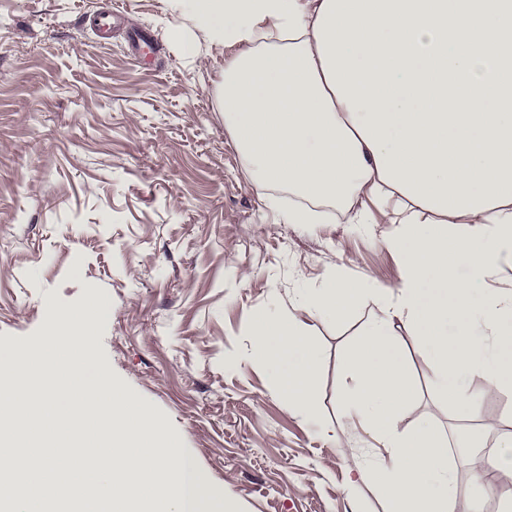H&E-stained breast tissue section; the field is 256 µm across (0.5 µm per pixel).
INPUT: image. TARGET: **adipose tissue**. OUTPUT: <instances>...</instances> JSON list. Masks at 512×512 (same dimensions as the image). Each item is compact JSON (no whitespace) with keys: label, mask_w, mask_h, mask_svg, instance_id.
<instances>
[{"label":"adipose tissue","mask_w":512,"mask_h":512,"mask_svg":"<svg viewBox=\"0 0 512 512\" xmlns=\"http://www.w3.org/2000/svg\"><path fill=\"white\" fill-rule=\"evenodd\" d=\"M181 51L232 48L218 89L224 124L253 184L283 223L389 224L398 288L328 277L256 316L255 363L272 366L290 409L319 419V348L304 315L372 308L344 355L338 429L381 445L354 462L387 512H484L512 495L473 472L459 492L448 440L432 423L400 430L418 395L397 347L409 330L442 398L477 416L512 397V0H171ZM291 204L281 206L279 191ZM479 375L481 386L469 379Z\"/></svg>","instance_id":"adipose-tissue-1"}]
</instances>
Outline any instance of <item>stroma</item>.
<instances>
[{"mask_svg": "<svg viewBox=\"0 0 512 512\" xmlns=\"http://www.w3.org/2000/svg\"><path fill=\"white\" fill-rule=\"evenodd\" d=\"M106 2L0 0V352L41 356L55 308L104 296L112 314L89 374L120 384L177 440L206 475L213 512H385L349 481L374 440L332 431L359 321L307 319L322 353L318 423L254 363L251 327L328 275L397 287L391 225L279 223L219 109L231 49L182 56L169 0H119L128 22L99 43L85 17ZM133 28L153 33L152 53L131 56ZM398 343L421 390L401 427L477 436L471 454L451 452L460 488L480 468L512 490V471L483 466L505 400L463 415L432 392L416 339Z\"/></svg>", "mask_w": 512, "mask_h": 512, "instance_id": "35a3bbf8", "label": "stroma"}]
</instances>
